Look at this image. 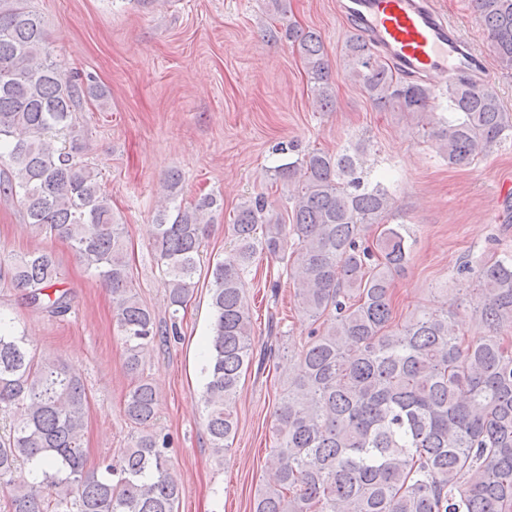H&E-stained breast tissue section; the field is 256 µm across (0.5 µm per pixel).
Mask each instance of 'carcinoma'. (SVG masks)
<instances>
[{
  "label": "carcinoma",
  "instance_id": "1",
  "mask_svg": "<svg viewBox=\"0 0 512 512\" xmlns=\"http://www.w3.org/2000/svg\"><path fill=\"white\" fill-rule=\"evenodd\" d=\"M30 0H0V158L10 171L0 192L21 203L36 231L68 242L111 292L126 369L137 376L124 399L134 429L116 462L87 469L82 448L88 395L57 358L30 355L25 334L0 313V483L7 512H176L180 483L171 440L158 423L160 396L140 376L145 353L181 336L180 310L192 298L207 224L220 209L206 194L178 202L182 178L169 172L153 224L152 250L165 274L168 318L134 291L124 225L97 174L81 160L73 114L104 103L91 75H65ZM499 67L512 71V0H475ZM316 104L332 107L335 83L315 30L288 27ZM347 78L380 111L425 116L432 88L405 76L359 35L344 47ZM452 117L431 135L451 167H467L512 137V112L467 76L448 81ZM366 147L332 154L314 148L274 168L292 187L291 219L270 215L263 195L236 208L230 246L208 261L212 323L205 340L201 402L211 448L235 437L234 405L254 362L246 288L262 258L293 262L300 312L318 324L296 354L294 377L274 408L276 438L253 512H512V256L477 271L472 315L488 334L468 340L448 298L395 322L392 280L413 243L402 224L379 220L395 204L381 180L359 176ZM379 231L372 238L373 226ZM0 281L52 317L69 310L52 253L33 251L0 264Z\"/></svg>",
  "mask_w": 512,
  "mask_h": 512
}]
</instances>
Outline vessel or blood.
Instances as JSON below:
<instances>
[{
  "instance_id": "1",
  "label": "vessel or blood",
  "mask_w": 512,
  "mask_h": 512,
  "mask_svg": "<svg viewBox=\"0 0 512 512\" xmlns=\"http://www.w3.org/2000/svg\"><path fill=\"white\" fill-rule=\"evenodd\" d=\"M336 11L406 72L448 77L469 72L481 88L492 79L486 61L442 17L434 0H336Z\"/></svg>"
}]
</instances>
